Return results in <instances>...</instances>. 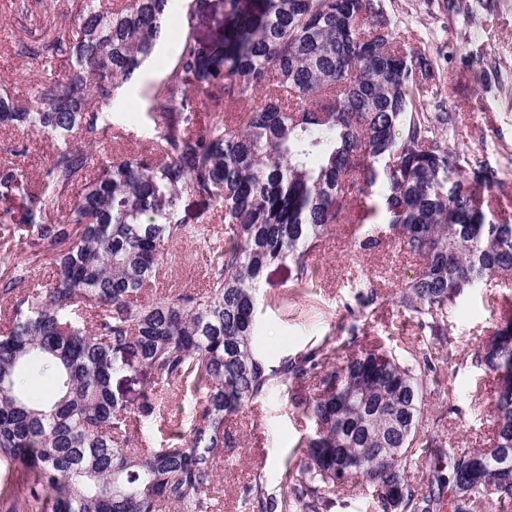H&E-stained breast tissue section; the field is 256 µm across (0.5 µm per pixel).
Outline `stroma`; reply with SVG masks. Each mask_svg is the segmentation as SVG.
Here are the masks:
<instances>
[{
	"instance_id": "obj_1",
	"label": "stroma",
	"mask_w": 512,
	"mask_h": 512,
	"mask_svg": "<svg viewBox=\"0 0 512 512\" xmlns=\"http://www.w3.org/2000/svg\"><path fill=\"white\" fill-rule=\"evenodd\" d=\"M20 11L18 0H0V83L14 92L20 104L32 107L34 93L45 71L63 76L66 61L48 59L40 47L54 38L73 39L78 24L66 16V0H28ZM470 18L447 14L442 0H390L389 10L409 45L445 55L444 77L437 99L460 115V128L448 142L498 168L503 185L492 214L496 222L512 224V0H468ZM194 22L201 40L224 31V0H177L166 15L160 46L148 65L128 83L113 109L114 131L101 136L93 148L91 173L113 157L145 153L154 134L147 112L152 85L167 73L174 58L175 34ZM483 50L480 64L464 63L469 52ZM23 144L25 154L15 162L29 185L40 182L52 148L40 135L11 128L0 129V157L6 148ZM179 215L199 226L201 236L169 246L168 278L156 282L157 295L182 289L205 291L208 281L204 258L224 246V222L213 207L183 198ZM354 225L338 224L324 248L312 258L315 276L294 283L287 267L265 272L259 282L256 346L271 362L291 357L329 338L346 340L351 320L348 307L357 292L376 289L380 299L357 323L356 347L380 345L399 357H408L421 338L416 316L401 306L404 285L418 276L423 259L386 244L372 254L353 248ZM512 312V279L480 283L459 297L448 312L450 345L435 347L437 383L424 398L419 423L420 440L437 439L448 448H487L493 437L494 396L497 378L475 362V351ZM149 372L137 361L112 376V395L127 408H136L151 384ZM315 380L276 386L249 404L232 431L236 445L215 464L212 494L220 512H245L243 488L254 478L277 487L284 482L286 461H298L304 438L313 431L298 404L312 396ZM480 402H472L475 390Z\"/></svg>"
}]
</instances>
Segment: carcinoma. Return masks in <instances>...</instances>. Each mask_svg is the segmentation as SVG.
<instances>
[{
  "mask_svg": "<svg viewBox=\"0 0 512 512\" xmlns=\"http://www.w3.org/2000/svg\"><path fill=\"white\" fill-rule=\"evenodd\" d=\"M168 0H68L79 24L65 47L63 78L40 85L36 110L0 85V125L27 127L56 143L36 192L0 159V231L52 258L56 277L30 284L28 268L0 243V300L12 316L0 332V463L27 471L25 494L0 488V512H213L215 459L235 447L232 417L274 383L315 376L303 404L313 433L285 486L254 480L249 512H323L329 495L357 481L371 512H477L488 497L512 512L485 449L425 444L434 457L424 485L416 466L421 400L435 373L430 347L450 342L448 309L478 280L512 275V224L493 221L479 189L501 184L496 168L448 147L455 112H426L439 69L399 41L387 0H224V35L201 42L187 22L174 65L152 87L158 148L116 157L87 178L89 145L111 128L123 86L156 52ZM264 93L260 104H237ZM223 101L203 135L189 133L199 98ZM79 188L57 222L56 199ZM378 188L359 218L354 246L373 252L392 237L425 260L401 291L429 340L402 360L380 347L348 352L324 341L274 365L254 344L256 288L288 264L292 279L345 219L342 201ZM185 196L224 212V249L208 290L143 303L165 274L166 245L197 233L178 217ZM351 317L379 301L354 295ZM138 360L152 375L133 411L112 396V374ZM475 361L506 380L494 401L493 440L512 448V320ZM56 384L32 399L28 368ZM201 396L188 437L158 388ZM159 418L168 442L127 447L135 421Z\"/></svg>",
  "mask_w": 512,
  "mask_h": 512,
  "instance_id": "carcinoma-1",
  "label": "carcinoma"
}]
</instances>
